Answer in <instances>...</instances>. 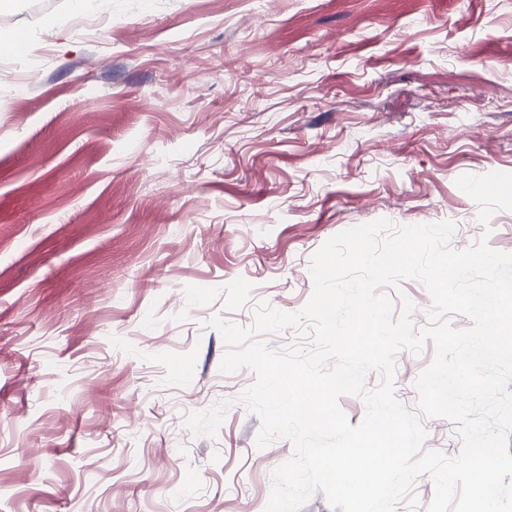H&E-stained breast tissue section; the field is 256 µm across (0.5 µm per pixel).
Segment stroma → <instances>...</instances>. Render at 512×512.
Here are the masks:
<instances>
[{
  "instance_id": "stroma-1",
  "label": "stroma",
  "mask_w": 512,
  "mask_h": 512,
  "mask_svg": "<svg viewBox=\"0 0 512 512\" xmlns=\"http://www.w3.org/2000/svg\"><path fill=\"white\" fill-rule=\"evenodd\" d=\"M1 39L49 62L0 95V512H265L294 447L207 320L299 311L381 218L512 253L456 184L512 172V0H11Z\"/></svg>"
}]
</instances>
